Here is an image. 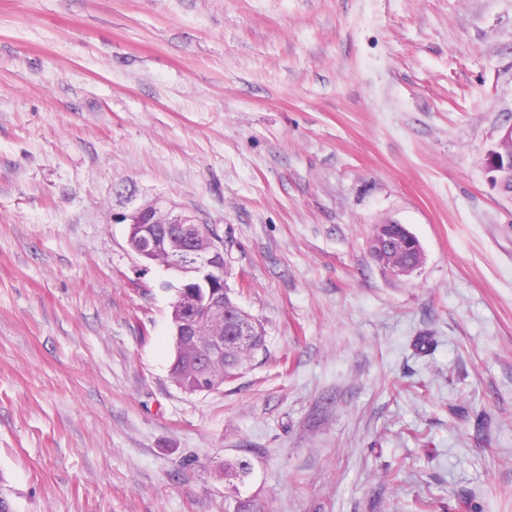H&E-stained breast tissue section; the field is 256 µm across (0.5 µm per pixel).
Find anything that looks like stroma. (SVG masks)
I'll list each match as a JSON object with an SVG mask.
<instances>
[{
  "label": "stroma",
  "instance_id": "35a3bbf8",
  "mask_svg": "<svg viewBox=\"0 0 512 512\" xmlns=\"http://www.w3.org/2000/svg\"><path fill=\"white\" fill-rule=\"evenodd\" d=\"M512 0H0V489L14 512H512ZM157 198L266 348L172 380ZM418 237L404 282L373 225ZM248 460L250 474H225ZM504 141L511 142L512 148V124L500 128L498 140L492 148L500 153V158L488 150L484 159V169L489 175L488 182L491 186L493 184L498 187L502 193L505 191L507 179L511 178L512 182V152L510 155L502 150Z\"/></svg>",
  "mask_w": 512,
  "mask_h": 512
}]
</instances>
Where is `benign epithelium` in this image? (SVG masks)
<instances>
[{"instance_id":"obj_1","label":"benign epithelium","mask_w":512,"mask_h":512,"mask_svg":"<svg viewBox=\"0 0 512 512\" xmlns=\"http://www.w3.org/2000/svg\"><path fill=\"white\" fill-rule=\"evenodd\" d=\"M512 143V124L500 128L494 151L487 152L484 169L488 182L505 191L507 179H512V154L502 151L503 142ZM121 220L129 222V233L140 241L135 254L151 261L156 253L169 255L171 271L179 276V287L200 288L204 295L201 310L191 318L181 319L176 325L177 335L201 333L211 317L227 315L224 299V242L213 235V230L202 226L193 215L163 211L154 201L138 207ZM379 267L392 280L409 278L420 269L418 265L399 263Z\"/></svg>"}]
</instances>
